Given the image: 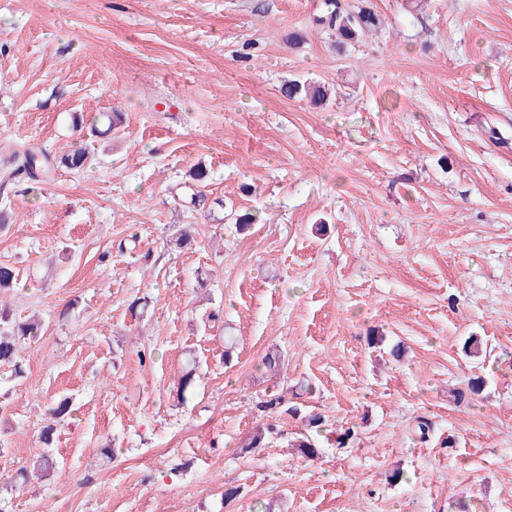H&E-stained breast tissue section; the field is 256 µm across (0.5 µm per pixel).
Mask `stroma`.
<instances>
[{
	"mask_svg": "<svg viewBox=\"0 0 512 512\" xmlns=\"http://www.w3.org/2000/svg\"><path fill=\"white\" fill-rule=\"evenodd\" d=\"M342 2L380 32L337 48L323 0H0V302L45 323L0 365L5 512H512V0ZM75 144L83 170L3 178ZM47 161V158L41 153L34 149L27 148L22 153L20 164L9 173V176L12 177L16 173L23 172L28 175V179L34 183H38L42 175L46 172L45 165ZM70 412V401L67 398L58 400L53 407L49 409V421L51 423L42 426L39 438L44 446H49L52 443L54 435V422H57Z\"/></svg>",
	"mask_w": 512,
	"mask_h": 512,
	"instance_id": "1",
	"label": "stroma"
}]
</instances>
